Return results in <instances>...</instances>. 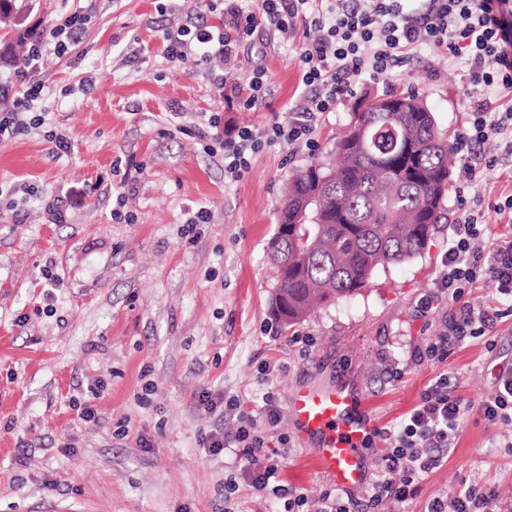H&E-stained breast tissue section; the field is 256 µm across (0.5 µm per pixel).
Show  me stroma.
I'll list each match as a JSON object with an SVG mask.
<instances>
[{
	"instance_id": "1",
	"label": "stroma",
	"mask_w": 512,
	"mask_h": 512,
	"mask_svg": "<svg viewBox=\"0 0 512 512\" xmlns=\"http://www.w3.org/2000/svg\"><path fill=\"white\" fill-rule=\"evenodd\" d=\"M208 0H31L24 25L43 32L75 9L88 18L72 53L40 65L44 89L21 113L46 122L0 137V512H272L274 486L317 499L328 481L294 433L287 396L314 383L349 386L377 426L414 407L440 374L472 403L455 448L421 483L411 512L482 476L512 501V424L475 410L512 360V315L494 344L470 337L442 363L414 352L439 333L448 297L437 288L445 217L421 255L378 269L348 300L286 326L271 313L275 270L267 242L289 175L332 163L356 105L414 88L442 129L458 135L472 89L464 59L421 47L402 66L364 79L321 116L315 149L262 144L249 171L224 177L202 129L268 127L302 97L297 47L303 31L239 48L227 62L169 59L165 33L207 13ZM264 70L269 95L247 109L231 102ZM66 137L68 153L55 140ZM124 197V219L112 217ZM62 199L66 223L46 205ZM209 223L186 236L199 208ZM433 307L422 312L424 299ZM279 409L268 450L287 449L272 486L257 491L245 455L214 452L223 429L266 394ZM216 402L208 410L202 395ZM92 405L95 416L83 418Z\"/></svg>"
}]
</instances>
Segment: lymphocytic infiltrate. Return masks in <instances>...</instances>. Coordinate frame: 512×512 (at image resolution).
Listing matches in <instances>:
<instances>
[{
    "label": "lymphocytic infiltrate",
    "mask_w": 512,
    "mask_h": 512,
    "mask_svg": "<svg viewBox=\"0 0 512 512\" xmlns=\"http://www.w3.org/2000/svg\"><path fill=\"white\" fill-rule=\"evenodd\" d=\"M312 2L261 0L259 12L254 13L241 9L237 0H228L222 25L199 16L165 35L169 57L193 52L205 59L228 60L253 37L272 42L300 25L307 31L298 46L306 96L291 107L287 121L260 132L245 126L222 137L228 179H238L249 169L261 140L315 148L313 133L320 115L333 111L342 96L354 94L362 77L387 74L420 45L452 58L465 57L467 82L474 92L512 91V14L507 11L512 0H427V9L416 16L404 10L402 0H334L324 11L313 9ZM85 23V15L74 12L29 46L22 69L31 81L24 93L16 92L12 80L0 78V136L18 130L19 108L42 92L37 74L44 56L67 54L79 42ZM494 138L506 140L512 151V108L492 112L483 102L472 103L458 134L457 150ZM483 218L477 204L461 201L437 282L448 293L450 312L443 330L416 353L417 361H445L453 346L466 338L493 332L505 316L500 302H512V234L488 238ZM480 281L492 286L496 305L470 303L468 296ZM479 408L491 422L512 423V363L501 367L495 391ZM470 410V404L452 395L450 379L443 374L424 389L418 404L402 419L376 429L383 448L366 490L365 512H379L387 501L406 506L415 500L424 476L454 448ZM278 421L279 411L268 398L257 416L235 434L236 442L250 451L252 481L259 491L268 487L280 468L279 453L266 452L263 438L265 428ZM352 503V496L335 488L321 491L313 502L292 490L283 512H350ZM423 512H512V503L504 501L497 487L475 476L453 496L429 498Z\"/></svg>",
    "instance_id": "obj_1"
}]
</instances>
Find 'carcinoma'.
<instances>
[{"instance_id": "cac0c4a2", "label": "carcinoma", "mask_w": 512, "mask_h": 512, "mask_svg": "<svg viewBox=\"0 0 512 512\" xmlns=\"http://www.w3.org/2000/svg\"><path fill=\"white\" fill-rule=\"evenodd\" d=\"M379 98L352 112L336 164L289 178L268 241L276 271L272 311L304 321L351 297L380 267L418 256L444 218L453 145L417 94Z\"/></svg>"}]
</instances>
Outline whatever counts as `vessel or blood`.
Here are the masks:
<instances>
[{"label":"vessel or blood","instance_id":"b4317fda","mask_svg":"<svg viewBox=\"0 0 512 512\" xmlns=\"http://www.w3.org/2000/svg\"><path fill=\"white\" fill-rule=\"evenodd\" d=\"M288 411L295 435L308 447L318 471L337 489L357 494L368 484L366 445L375 424L343 385L307 384L293 389Z\"/></svg>","mask_w":512,"mask_h":512}]
</instances>
